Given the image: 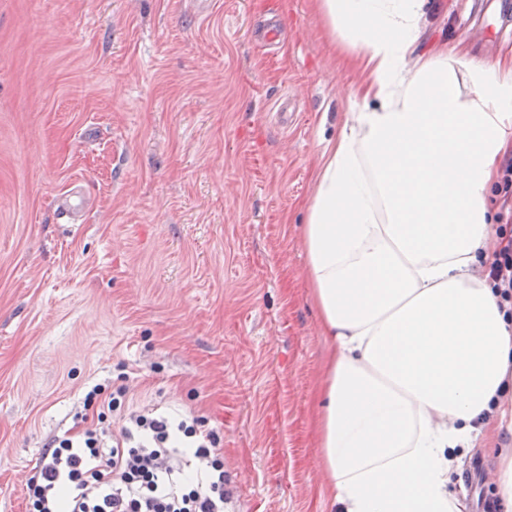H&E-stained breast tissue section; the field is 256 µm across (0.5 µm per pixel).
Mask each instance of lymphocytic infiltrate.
<instances>
[{
  "mask_svg": "<svg viewBox=\"0 0 512 512\" xmlns=\"http://www.w3.org/2000/svg\"><path fill=\"white\" fill-rule=\"evenodd\" d=\"M125 424L111 430L108 413ZM221 437L199 416L138 410L125 375L88 389L26 483L28 512H224Z\"/></svg>",
  "mask_w": 512,
  "mask_h": 512,
  "instance_id": "lymphocytic-infiltrate-1",
  "label": "lymphocytic infiltrate"
}]
</instances>
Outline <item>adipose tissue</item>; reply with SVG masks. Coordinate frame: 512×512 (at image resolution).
Returning a JSON list of instances; mask_svg holds the SVG:
<instances>
[{
  "mask_svg": "<svg viewBox=\"0 0 512 512\" xmlns=\"http://www.w3.org/2000/svg\"><path fill=\"white\" fill-rule=\"evenodd\" d=\"M367 73L314 171L307 274L330 346L318 461L332 512H465L449 451L512 431V320L478 267L512 156V58L422 51L427 0H314Z\"/></svg>",
  "mask_w": 512,
  "mask_h": 512,
  "instance_id": "1",
  "label": "adipose tissue"
}]
</instances>
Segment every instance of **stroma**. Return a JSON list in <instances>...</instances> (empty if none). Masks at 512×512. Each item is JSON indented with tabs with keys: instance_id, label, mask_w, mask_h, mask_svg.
Returning <instances> with one entry per match:
<instances>
[{
	"instance_id": "obj_1",
	"label": "stroma",
	"mask_w": 512,
	"mask_h": 512,
	"mask_svg": "<svg viewBox=\"0 0 512 512\" xmlns=\"http://www.w3.org/2000/svg\"><path fill=\"white\" fill-rule=\"evenodd\" d=\"M213 2L0 0V512L121 372L139 407L219 433L229 512H322L304 203L366 76L311 0ZM426 12L429 41L512 56V0ZM78 187L83 216L57 222ZM501 448L489 421L457 468L493 474Z\"/></svg>"
}]
</instances>
